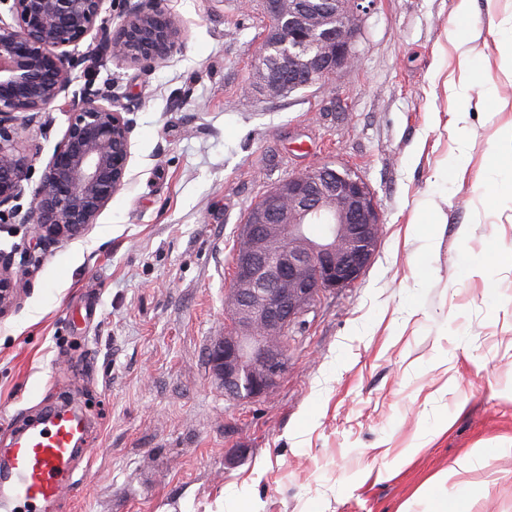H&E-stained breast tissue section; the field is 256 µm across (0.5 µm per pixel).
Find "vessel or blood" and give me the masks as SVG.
Segmentation results:
<instances>
[{
    "label": "vessel or blood",
    "instance_id": "1",
    "mask_svg": "<svg viewBox=\"0 0 512 512\" xmlns=\"http://www.w3.org/2000/svg\"><path fill=\"white\" fill-rule=\"evenodd\" d=\"M88 438L87 419L64 405L19 431L0 468V512L19 505L46 512L58 504L74 485L71 464Z\"/></svg>",
    "mask_w": 512,
    "mask_h": 512
}]
</instances>
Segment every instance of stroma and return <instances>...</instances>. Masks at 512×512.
Masks as SVG:
<instances>
[{"label":"stroma","instance_id":"obj_1","mask_svg":"<svg viewBox=\"0 0 512 512\" xmlns=\"http://www.w3.org/2000/svg\"><path fill=\"white\" fill-rule=\"evenodd\" d=\"M161 4L176 51L145 70L85 38L68 92L24 135L26 210L85 89L132 125L127 183L81 236L42 250L0 222L27 282L0 315V451L65 401L94 419V453L56 512H512V178L491 166L512 80L480 62L512 0H376L355 17V64L277 100L253 78L261 0ZM486 83L470 165L444 172L450 87ZM326 163L373 193L374 259L292 329L270 395L227 400L207 354L231 327L240 226Z\"/></svg>","mask_w":512,"mask_h":512}]
</instances>
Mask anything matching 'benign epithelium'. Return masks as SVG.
<instances>
[{
	"label": "benign epithelium",
	"mask_w": 512,
	"mask_h": 512,
	"mask_svg": "<svg viewBox=\"0 0 512 512\" xmlns=\"http://www.w3.org/2000/svg\"><path fill=\"white\" fill-rule=\"evenodd\" d=\"M374 0H262L268 27L256 89L275 98L334 77L354 63L356 13ZM104 0H0V221L33 225L46 247L81 236L125 186L130 121L89 90L72 105L32 207L13 202L30 164L18 142L71 84L68 47L94 35L111 55L150 69L180 46L178 20L160 0H125L117 23ZM381 236L373 193L348 167L322 165L271 189L241 225L228 297L230 330L208 351V366L233 400L268 395L288 367L289 331L326 292L348 288L370 266ZM14 254L0 252V313L26 288Z\"/></svg>",
	"instance_id": "benign-epithelium-1"
}]
</instances>
